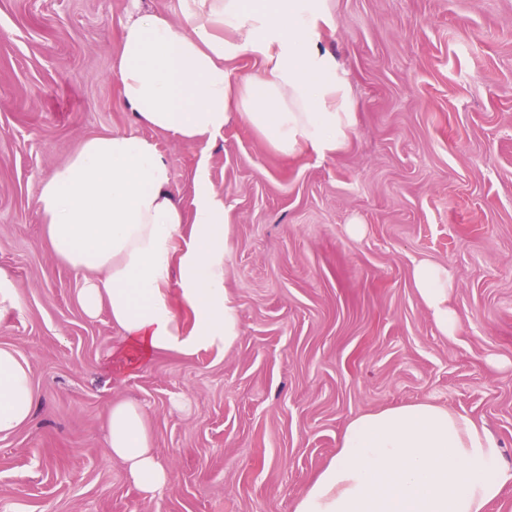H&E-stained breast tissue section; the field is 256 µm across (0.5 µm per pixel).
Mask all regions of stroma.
Listing matches in <instances>:
<instances>
[{"mask_svg":"<svg viewBox=\"0 0 512 512\" xmlns=\"http://www.w3.org/2000/svg\"><path fill=\"white\" fill-rule=\"evenodd\" d=\"M135 7L180 17L179 0H0V346L37 391L0 436V512H293L352 419L420 402L485 425L512 465V0H329L356 128L326 158L236 122L194 144L136 126L112 69ZM117 129L158 143L185 214L198 173L223 195L232 350L116 375L122 331L85 316L47 249L42 182ZM422 259L455 277L454 336L416 292ZM121 400L168 471L151 500L105 451Z\"/></svg>","mask_w":512,"mask_h":512,"instance_id":"obj_1","label":"stroma"}]
</instances>
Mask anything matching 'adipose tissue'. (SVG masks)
Returning a JSON list of instances; mask_svg holds the SVG:
<instances>
[{
	"mask_svg": "<svg viewBox=\"0 0 512 512\" xmlns=\"http://www.w3.org/2000/svg\"><path fill=\"white\" fill-rule=\"evenodd\" d=\"M179 2L180 22L136 10L122 26L113 75L137 124L196 143L236 119L288 156L327 157L346 145L355 114L336 57L322 45L334 27L327 0ZM243 56L258 70L232 81L228 65ZM34 208L47 248L86 275L76 294L81 309L107 312L122 329L117 356L125 369L160 351L237 343L238 309L224 290V198L199 175L194 212L185 217L155 141L131 130L85 139L43 182ZM412 279L441 332L455 335L450 271L421 260ZM181 306L193 314L191 329L181 325ZM36 399L26 360L0 347V435L24 424ZM106 452L144 496L164 488L167 470L141 405L113 404ZM511 480L486 426L414 403L351 420L293 512H485Z\"/></svg>",
	"mask_w": 512,
	"mask_h": 512,
	"instance_id": "obj_1",
	"label": "adipose tissue"
}]
</instances>
